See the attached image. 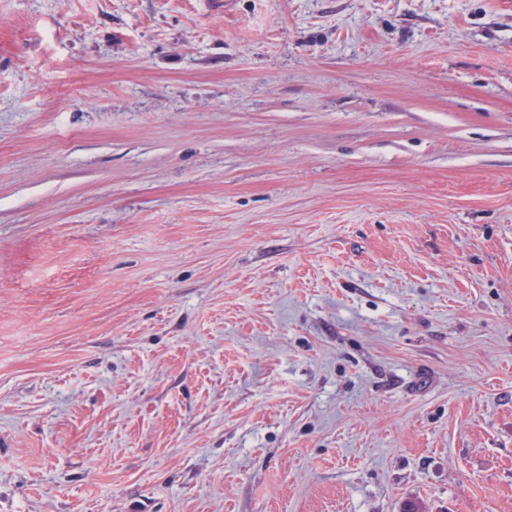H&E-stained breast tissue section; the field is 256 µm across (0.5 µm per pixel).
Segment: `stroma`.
<instances>
[{
  "label": "stroma",
  "mask_w": 512,
  "mask_h": 512,
  "mask_svg": "<svg viewBox=\"0 0 512 512\" xmlns=\"http://www.w3.org/2000/svg\"><path fill=\"white\" fill-rule=\"evenodd\" d=\"M512 512V0H0V512Z\"/></svg>",
  "instance_id": "1"
}]
</instances>
